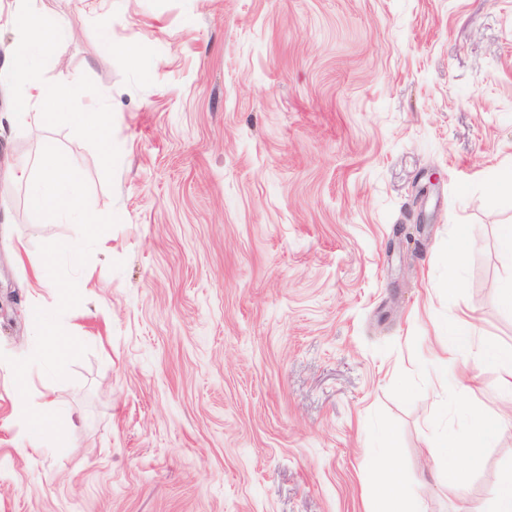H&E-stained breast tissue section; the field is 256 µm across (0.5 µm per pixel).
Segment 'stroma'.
<instances>
[{
    "instance_id": "35a3bbf8",
    "label": "stroma",
    "mask_w": 512,
    "mask_h": 512,
    "mask_svg": "<svg viewBox=\"0 0 512 512\" xmlns=\"http://www.w3.org/2000/svg\"><path fill=\"white\" fill-rule=\"evenodd\" d=\"M70 31L48 85L97 97L106 137L30 105L0 130V351L29 355L41 243L70 239L4 184L44 141L120 222L62 325L87 354L39 367L66 451L30 447L0 361V512H365L391 444L421 512H487L512 407L482 348H512V0H36ZM132 45L137 58L123 51ZM111 164H103L104 151ZM418 228L398 247L399 225ZM468 233L461 266L448 239ZM468 318L447 387L424 337ZM496 421L450 490L427 456L462 412Z\"/></svg>"
}]
</instances>
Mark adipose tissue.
Here are the masks:
<instances>
[{"mask_svg": "<svg viewBox=\"0 0 512 512\" xmlns=\"http://www.w3.org/2000/svg\"><path fill=\"white\" fill-rule=\"evenodd\" d=\"M2 25L12 30L15 40L0 53V93L18 106L38 104L49 108L73 93V85L50 86L35 75L38 56L68 31L64 16L39 11L34 0H9L8 4H0ZM464 418L463 432L443 439L435 454V469L442 483L450 488L469 479L476 462L475 448L488 443L494 433L482 413L469 409ZM392 456V449H384L382 463L374 471L378 491L370 512H421L418 498L400 483Z\"/></svg>", "mask_w": 512, "mask_h": 512, "instance_id": "ef3b65f1", "label": "adipose tissue"}]
</instances>
